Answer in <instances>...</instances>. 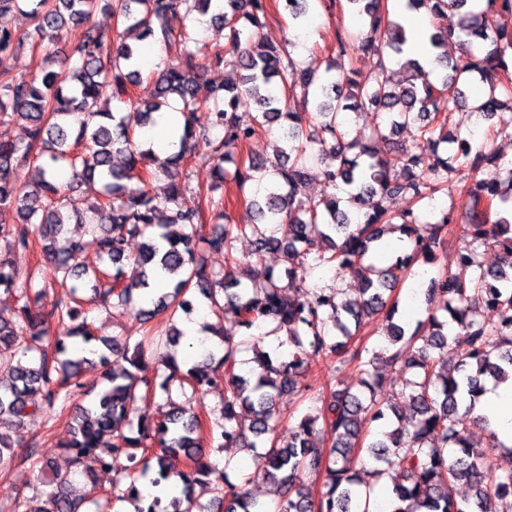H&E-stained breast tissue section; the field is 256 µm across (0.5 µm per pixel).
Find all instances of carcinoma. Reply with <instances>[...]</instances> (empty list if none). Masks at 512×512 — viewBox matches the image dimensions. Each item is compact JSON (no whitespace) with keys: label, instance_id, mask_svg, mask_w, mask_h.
Wrapping results in <instances>:
<instances>
[{"label":"carcinoma","instance_id":"cac0c4a2","mask_svg":"<svg viewBox=\"0 0 512 512\" xmlns=\"http://www.w3.org/2000/svg\"><path fill=\"white\" fill-rule=\"evenodd\" d=\"M30 2L33 32L0 28V73L9 72L24 52L40 55L36 75L0 87V124L18 122L25 131L22 139L0 134V290L15 296L10 316L0 315V474L17 459L12 432L28 418L66 409L82 364L97 362L106 385L74 407L70 438L62 444L73 472L90 489L72 493L70 477L43 461L40 471L51 473L44 481L50 490L22 497L20 512H81L86 504L94 506L92 512H108L112 498H140L141 481L157 487L167 480L172 453L186 460L177 473L180 494L167 509H159L162 499L155 496L138 512H369L370 479L382 475L391 477L399 502L393 512H501L499 505L512 499V449L471 413L487 381L498 385L512 376V275L484 267L479 252L492 245L512 268V220L501 215L512 204V167L448 127L466 106L485 119L505 107L512 111V27L490 20L511 18L512 0H453L461 10L458 31L468 37L466 59L448 56L452 31H435L429 43L440 50L445 73L433 77L409 59L401 66L407 77L397 83L390 62L403 53L406 36L382 0H346L367 19L358 50L376 59L364 82L346 66L351 45L339 33L336 59L322 78L286 47L263 38L265 0H223V9L213 14V0ZM109 8L112 28L97 26L95 15ZM195 13L229 30L241 70L240 82L210 88V106L198 99V80L205 66L222 64L223 49L189 34L186 20ZM67 29L77 30V43L64 55L57 45ZM133 31L139 40L151 37L165 45L180 40L181 62L143 77L142 49L127 43ZM476 76L490 84V95L470 106L462 86ZM172 95L182 102L183 135L179 150L162 157L142 148L140 133L111 102L135 104L145 127L155 124L154 114ZM348 114L377 118L368 138H348ZM281 120L282 146L274 161L240 157L244 146ZM408 127L430 144V153L393 140ZM200 136L210 146L202 181L189 162L191 142ZM378 141L388 153H381ZM443 143L458 144L464 158L465 174L456 183L451 174L457 156L441 155ZM311 158L323 164L328 186L342 188L345 196L300 197ZM160 173L169 179L162 200L150 191ZM229 175L242 190L265 182L262 196L244 198L254 213L251 223H233L213 197ZM95 185L88 210L99 221L92 240L67 235L68 224L89 223L83 212L65 211L67 193ZM455 189L472 202L465 223L451 209L422 220L436 193ZM188 192L198 197L194 207L180 203ZM402 195L412 207L391 210L388 200ZM389 231L400 233L404 254L377 267L367 259L370 245ZM138 238L144 243L133 259L128 245ZM241 238L258 252L281 255L288 263L286 282L272 269L257 281L236 255ZM38 246V268L15 266L13 254ZM450 248L470 274L460 278L441 268L431 275L426 326L409 333L393 322L398 304L385 293L415 268L435 266L439 253ZM209 253L224 254L228 271H214ZM320 266L353 278L359 288L339 304L341 288L311 291L307 272ZM160 273L168 278V291L149 308L136 306V293ZM88 275L87 300L79 296L77 280ZM56 286L69 291L53 301L49 289ZM199 297L216 313L232 309L235 329L221 334L218 359L208 351L198 362L181 364L176 353L167 354L169 373L160 381L146 374L142 341L131 349L127 340L102 339L98 348L82 349L94 358L73 359L71 341L49 336L52 321H67L69 338L89 345L95 340V307L129 310L147 324L190 312ZM500 310L509 316L497 322ZM379 318L388 323L386 345H351L366 323ZM271 324L265 335L286 330L292 350L273 358L254 347L261 373L253 383L236 373L237 334ZM306 344L318 356L341 351L356 363L360 390L322 395L320 406L289 428L282 445L274 434L280 398L311 389L302 385ZM215 361L224 375L210 368ZM175 385L193 395L218 393L221 418L208 425L189 414L172 398ZM139 386L147 400L165 396L168 410L160 420L132 416ZM480 425L487 427L486 448L471 443V427ZM324 429L328 451L317 442ZM206 441L252 453L276 484L279 500L270 506L237 490L227 474L230 461L221 468L203 460ZM121 457L134 463L130 482L102 503L96 499V472L112 470ZM503 458L510 467L500 464ZM462 482L472 486V499L457 497ZM210 486L218 496L203 504L195 490Z\"/></svg>","mask_w":512,"mask_h":512}]
</instances>
